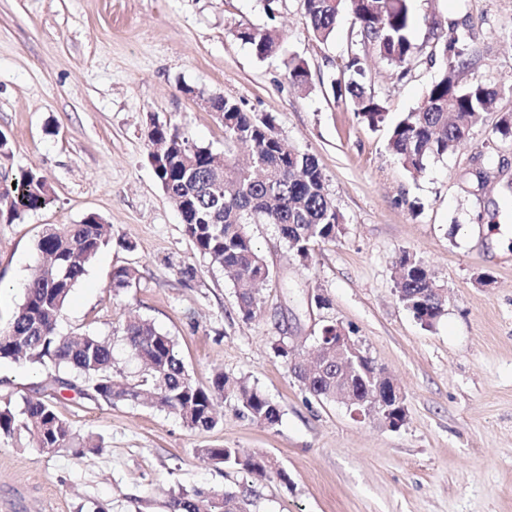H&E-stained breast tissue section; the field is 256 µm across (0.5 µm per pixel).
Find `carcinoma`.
I'll return each instance as SVG.
<instances>
[{
    "label": "carcinoma",
    "instance_id": "carcinoma-1",
    "mask_svg": "<svg viewBox=\"0 0 512 512\" xmlns=\"http://www.w3.org/2000/svg\"><path fill=\"white\" fill-rule=\"evenodd\" d=\"M303 4L313 35L322 41L331 36L342 14L350 13L355 37L399 80L406 78L419 60L421 48L411 38L418 23L411 0H303ZM238 37L261 59L277 54L282 46V35L275 29L241 31ZM469 39L468 30L453 29L432 46L427 58L440 62V73L417 106L391 130L390 150L414 177L430 161L455 152L485 113L497 111V90L476 77L465 87L457 83L456 72L472 67ZM365 64V58L356 52L348 56L344 68L351 78L345 90L353 112L375 128L384 122L386 108L362 83ZM211 102L224 112V160L195 144L177 124H156L148 138L173 150L174 156L155 168V175L178 205L185 233L196 251L234 284L238 313L248 321L263 311L259 285L269 281L270 274L246 225H276L294 257L306 261L314 245L336 240L343 216L326 188L318 160L287 148L271 117L258 118L221 96ZM247 143L254 151L249 164L241 165L234 150ZM1 196L10 201L14 219L51 202L45 179L32 170L22 172L15 185L1 187ZM111 243L112 225L96 214L79 224L50 226L37 240V265L24 300L8 328L0 332V360L23 357L34 365L62 370L68 377L53 376L54 387L38 398L1 399L0 436L23 430L42 451L67 449L76 457L87 447H98L91 438L74 447L71 425L57 410V389H75L79 383V393L90 400L109 404L148 400L200 433L219 424L214 406L219 396L236 401L240 413L253 421L277 424L280 408L245 379H230L218 372L209 386L195 384L174 338L146 319L129 320L121 328L125 348L145 367L137 383L114 377V346L109 339L94 334L75 338L58 334L57 324L72 291L92 259ZM136 280L135 269L119 268L112 274L113 291L129 288ZM396 288L400 301L424 327H432L443 314L447 300L432 292L422 263L407 254L399 262ZM274 353L317 399L334 402L347 394L361 399L373 386L368 377L371 361L354 359L338 369L334 347L321 355L316 368L294 361L293 350L283 341L274 346ZM198 452L213 464L237 469L253 480L275 476L288 482V473L268 456L222 446H206ZM251 494L246 486L221 494L179 486L171 491L167 507L169 512H249Z\"/></svg>",
    "mask_w": 512,
    "mask_h": 512
}]
</instances>
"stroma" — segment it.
Listing matches in <instances>:
<instances>
[{
  "label": "stroma",
  "mask_w": 512,
  "mask_h": 512,
  "mask_svg": "<svg viewBox=\"0 0 512 512\" xmlns=\"http://www.w3.org/2000/svg\"><path fill=\"white\" fill-rule=\"evenodd\" d=\"M413 39L468 28L471 75L500 92L454 152L411 176L391 155L393 124L437 78L423 61L403 80L363 49L366 89L388 116L362 123L338 99L355 46L351 15L316 40L303 0H0V184L21 171L43 176L53 195L10 221L0 215V330L22 303L46 226L88 214L111 224L113 243L89 264L59 332L119 339L132 315L172 336L192 380L215 372L244 378L281 410L267 426L220 400L222 423L200 434L174 413L108 404L62 390L59 410L80 437L101 441L83 457L46 453L25 432L0 437V512H168L176 486L218 492L247 484L199 448L261 452L288 482L251 483V512H512V144L494 128L512 113V0H412ZM275 28L281 51L258 58L237 33ZM304 63L307 91L288 79ZM223 96L269 115L286 143L314 155L343 216L336 241L315 244L301 265L276 226L247 231L269 266L264 311L246 321L235 289L198 254L148 153L156 124L183 127L197 145L224 151V128L202 101ZM480 168L477 188L466 173ZM422 258L448 304L423 327L399 300L396 262ZM194 266L183 283L178 269ZM130 267L134 287L116 292L112 272ZM331 305L317 307L316 295ZM350 326L378 368L399 386L404 423L358 419L338 402L312 397L273 347L280 338L311 354L323 325ZM47 370L0 361V398L40 396Z\"/></svg>",
  "instance_id": "obj_1"
}]
</instances>
